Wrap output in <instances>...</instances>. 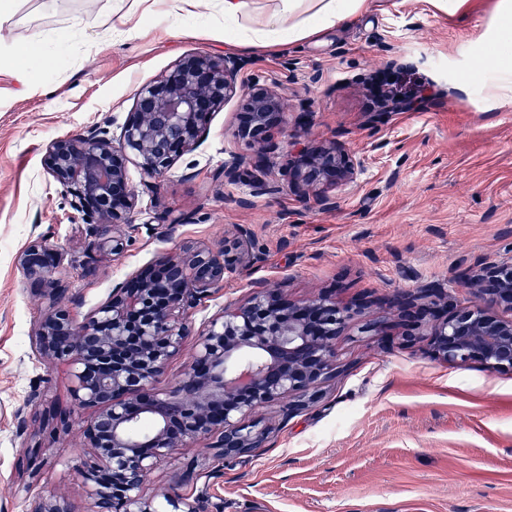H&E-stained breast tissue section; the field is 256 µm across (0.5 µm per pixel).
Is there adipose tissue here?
<instances>
[{"label":"adipose tissue","instance_id":"ef3b65f1","mask_svg":"<svg viewBox=\"0 0 512 512\" xmlns=\"http://www.w3.org/2000/svg\"><path fill=\"white\" fill-rule=\"evenodd\" d=\"M224 43L243 51L315 39L367 11L369 0H219ZM488 69L512 93V0H499L495 35L485 51Z\"/></svg>","mask_w":512,"mask_h":512}]
</instances>
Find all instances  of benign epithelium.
Returning a JSON list of instances; mask_svg holds the SVG:
<instances>
[{"label": "benign epithelium", "mask_w": 512, "mask_h": 512, "mask_svg": "<svg viewBox=\"0 0 512 512\" xmlns=\"http://www.w3.org/2000/svg\"><path fill=\"white\" fill-rule=\"evenodd\" d=\"M242 67L233 56L187 55L138 90L119 137L91 128L46 146L47 172L83 214L97 251L120 252L136 230L129 155L138 158L149 179L159 180L198 145L210 114L238 92L244 102L237 136L256 150L224 167V180L264 171L269 133L288 125V115L277 94L257 83L238 84ZM408 106L384 93L373 119ZM353 174L354 166L334 143L288 155V186L297 192ZM250 238V230L240 227L218 248L190 245L165 253L114 288L112 299L81 321L61 304L65 289L51 281L58 254L40 237L19 253V266L50 309L35 335L36 348L68 368L74 402L89 412L84 439L90 454L80 474L93 498L92 512H207L206 490L182 492L200 477L195 460L183 466L171 487L143 495L157 459L199 438L209 440L218 460L247 456L272 432L257 417L260 409L277 407L288 419L317 401L320 386L336 375V339L352 308L325 294L295 304L277 291L259 289L247 303L225 308L205 329L194 331L191 310L224 286L226 274L248 266ZM461 280L474 287L477 304L455 308L435 285L391 299L408 326L405 337H416L415 330L424 326L436 359L511 371L512 259L481 260ZM190 337L196 347L179 388L143 399V389L164 374ZM28 512L71 509L64 498L48 494L32 500Z\"/></svg>", "instance_id": "1"}]
</instances>
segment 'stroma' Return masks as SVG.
<instances>
[{"label": "stroma", "mask_w": 512, "mask_h": 512, "mask_svg": "<svg viewBox=\"0 0 512 512\" xmlns=\"http://www.w3.org/2000/svg\"><path fill=\"white\" fill-rule=\"evenodd\" d=\"M496 4L473 0L451 16L432 0H370L320 40L245 54L239 82L277 91L289 115L310 111V126L272 131L261 187L222 175L250 153L234 135L238 95L155 188L130 160L137 229L113 256L92 249L87 224L45 170V149L92 127L119 134L141 86L184 56L223 53L224 18L215 0H184L124 41L119 0H10L0 26V512H27L50 492L73 512L91 508L80 476L88 413L73 404L65 369L35 347L48 308L18 254L38 237L56 249L53 280L83 318L161 254L219 247L241 226L252 233V262L193 310L194 328L261 287L299 302L326 291L353 307L336 342L340 371L265 447L222 462L195 440L158 463L146 493L194 460L212 512H512V371L447 364L425 344L387 347L364 331L377 323L398 334L389 298L429 283L454 307L472 306L459 272L481 257H512V97L494 95L497 76L480 65ZM29 43L43 65L26 87L13 49ZM395 58L406 61L395 79L420 90L408 110L372 121V78ZM468 72L475 81L461 84ZM292 142H333L348 155L353 178L328 190L336 208L289 189ZM175 216L182 224L171 225ZM53 412L67 429L44 423ZM36 446L32 476L26 451Z\"/></svg>", "instance_id": "stroma-1"}]
</instances>
